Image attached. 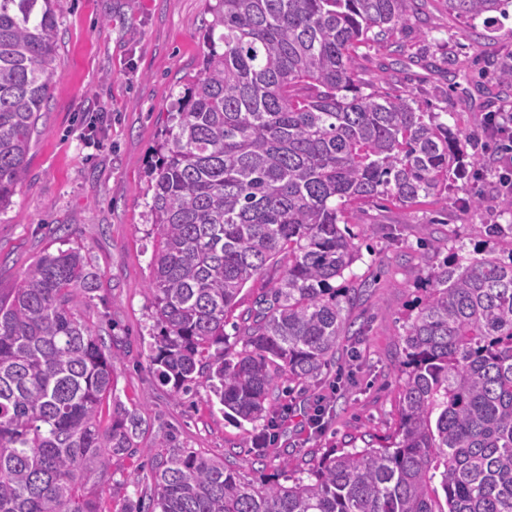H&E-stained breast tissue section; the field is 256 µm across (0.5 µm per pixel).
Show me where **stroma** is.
<instances>
[{
	"instance_id": "obj_1",
	"label": "stroma",
	"mask_w": 512,
	"mask_h": 512,
	"mask_svg": "<svg viewBox=\"0 0 512 512\" xmlns=\"http://www.w3.org/2000/svg\"><path fill=\"white\" fill-rule=\"evenodd\" d=\"M412 25L392 42L363 46L356 70L363 92L407 91L460 133L466 176L447 193L410 207L375 199L346 213L359 258L345 274L357 297L347 311L344 347L358 353L351 387L333 389L335 368L287 398L280 451L258 462L253 426L224 416L208 390L179 396L150 363L153 320L146 237V172L177 83L196 73L206 46L205 0H63L58 56L39 134L9 209L0 214V288L15 287L45 250L82 247L100 275L83 295L81 315L97 336L114 337L115 399L149 422L134 455L112 462L100 480L101 512H127L147 463L169 446L221 460L249 480L297 476L329 448L376 444L398 420L402 337L425 280L446 256L477 250L512 254V234L483 233L512 224V200L498 197L487 165L495 145L489 112L512 110L496 66L512 57V10L469 21L445 0H415ZM404 62L393 65L394 49ZM482 207H473L474 197ZM115 402V403H116Z\"/></svg>"
}]
</instances>
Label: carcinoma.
Returning <instances> with one entry per match:
<instances>
[{
    "label": "carcinoma",
    "mask_w": 512,
    "mask_h": 512,
    "mask_svg": "<svg viewBox=\"0 0 512 512\" xmlns=\"http://www.w3.org/2000/svg\"><path fill=\"white\" fill-rule=\"evenodd\" d=\"M61 2L0 0V211L50 94ZM208 2L210 50L149 171L150 362L176 395L207 384L271 458L285 382L316 380L347 328L351 288L334 282L359 250L345 211L380 196L411 206L464 168L437 113L358 83L357 49L404 28L411 0ZM446 2L475 20L505 0ZM271 269L229 342L238 295ZM98 288L76 247L0 290V512H100L90 478L136 447V411L100 420L118 357L76 309ZM402 342L387 445L333 448L288 486L173 448L150 465L152 512H512V257H447Z\"/></svg>",
    "instance_id": "1"
}]
</instances>
